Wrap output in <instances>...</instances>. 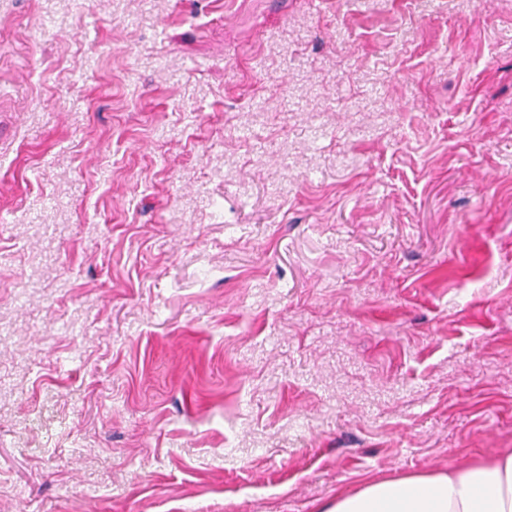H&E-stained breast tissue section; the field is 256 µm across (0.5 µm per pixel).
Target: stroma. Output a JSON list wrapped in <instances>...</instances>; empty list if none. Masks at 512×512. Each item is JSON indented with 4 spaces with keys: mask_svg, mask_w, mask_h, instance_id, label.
Listing matches in <instances>:
<instances>
[{
    "mask_svg": "<svg viewBox=\"0 0 512 512\" xmlns=\"http://www.w3.org/2000/svg\"><path fill=\"white\" fill-rule=\"evenodd\" d=\"M505 449L512 0H0V512Z\"/></svg>",
    "mask_w": 512,
    "mask_h": 512,
    "instance_id": "35a3bbf8",
    "label": "stroma"
}]
</instances>
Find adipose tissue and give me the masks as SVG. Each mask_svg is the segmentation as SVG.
Segmentation results:
<instances>
[{"mask_svg": "<svg viewBox=\"0 0 512 512\" xmlns=\"http://www.w3.org/2000/svg\"><path fill=\"white\" fill-rule=\"evenodd\" d=\"M322 512H512V451L448 471L371 480L338 492Z\"/></svg>", "mask_w": 512, "mask_h": 512, "instance_id": "ef3b65f1", "label": "adipose tissue"}]
</instances>
